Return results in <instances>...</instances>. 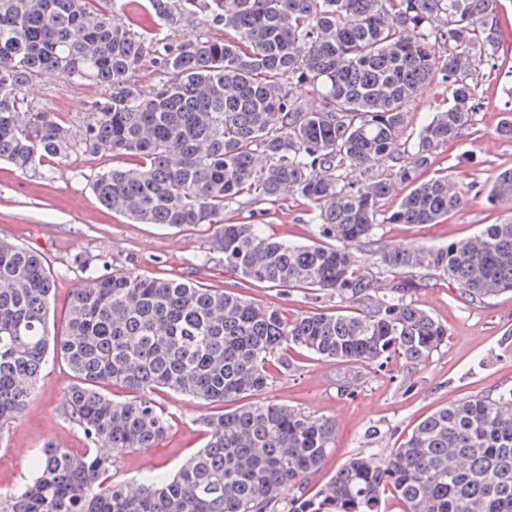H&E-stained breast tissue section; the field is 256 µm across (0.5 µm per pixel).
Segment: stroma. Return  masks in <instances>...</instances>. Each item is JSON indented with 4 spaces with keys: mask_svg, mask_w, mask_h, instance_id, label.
I'll list each match as a JSON object with an SVG mask.
<instances>
[{
    "mask_svg": "<svg viewBox=\"0 0 512 512\" xmlns=\"http://www.w3.org/2000/svg\"><path fill=\"white\" fill-rule=\"evenodd\" d=\"M147 5L148 0H114L113 9L120 15H143L148 37L158 42L177 36L224 35L199 15L169 28L146 14ZM498 16L502 39L498 53L475 60L478 109L471 113L465 134L438 150L430 169L431 174H447L457 183L463 205L441 224L379 223L373 237L349 246L363 266L374 268L381 287H391L393 275L375 269L378 249L445 246L472 236L484 225L512 218V202L493 205L487 199L496 176L512 168V140L497 132L505 118H512V0H499ZM100 93L95 85L55 75L36 79L25 90L31 105L58 113L76 129L87 123V103ZM121 164L111 155L92 156L79 150L24 173L0 163V240L33 250L47 261L56 280L52 334L63 335L71 292L91 271L103 277L134 272L226 289L279 307L292 317L340 308L339 299L325 291L285 292L254 286L225 272L223 256L213 249L206 228L136 224L105 209L90 183L98 173ZM224 220L259 225L264 233L285 241L310 244L322 239L317 210L291 195L272 206H255L247 197H239L225 209ZM409 298L448 330L446 341L426 360L412 364L395 359L377 368L324 362L291 350L287 365L274 370L262 400L301 408L336 425L329 456L308 475L300 495H315L356 455L385 460L419 421L448 401L512 389V292L475 302L443 276L414 289ZM72 383V373L60 359L48 360L35 396L0 431V494L19 490L33 476L32 463L45 443L62 437L72 451L88 448L82 432L59 409L60 398ZM154 399L173 416L168 435L159 447L127 450L114 459L110 470L112 478L133 486L150 472L175 473L203 446L201 420L212 411L211 406L166 389L155 392Z\"/></svg>",
    "mask_w": 512,
    "mask_h": 512,
    "instance_id": "1",
    "label": "stroma"
}]
</instances>
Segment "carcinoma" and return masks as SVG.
Here are the masks:
<instances>
[{
  "label": "carcinoma",
  "mask_w": 512,
  "mask_h": 512,
  "mask_svg": "<svg viewBox=\"0 0 512 512\" xmlns=\"http://www.w3.org/2000/svg\"><path fill=\"white\" fill-rule=\"evenodd\" d=\"M108 2L0 0V161L24 172L75 149L128 157L131 166L91 183L105 207L141 224L206 225L224 270L252 285L328 291L347 307L290 319L223 289L91 272L53 340L42 257L0 242V429L34 396L52 350L76 380L60 410L95 446L46 445L23 490L0 495V512H382L387 491L404 512H512V390L448 403L385 461L355 457L311 498L285 495L319 470L335 425L276 402L203 418L206 443L171 476L150 473L136 491L108 476L112 458L168 434L157 389L204 404L257 396L290 350L375 366L425 360L448 331L407 301L419 270L448 276L472 300L512 291L511 220L438 248L380 250L378 266L401 275L385 291L346 247L372 236L393 191L387 178L359 185L346 175L384 157L407 187L387 223L438 224L462 204L448 177L421 175L468 127L471 53L500 44L496 0H149L170 26L190 13L224 28L221 40L162 44ZM433 38L448 44L440 63ZM151 54L167 77L143 88L131 76ZM46 73L102 87L82 129L28 103L26 86ZM436 78L451 99L410 146L409 102ZM305 93L319 108L304 105ZM286 193L316 206L322 235L340 246L224 222L243 194L273 205ZM489 198L512 201V169ZM106 384L133 397L114 399Z\"/></svg>",
  "instance_id": "cac0c4a2"
}]
</instances>
